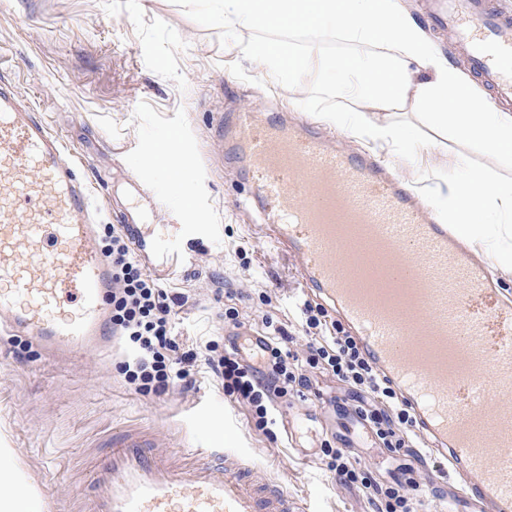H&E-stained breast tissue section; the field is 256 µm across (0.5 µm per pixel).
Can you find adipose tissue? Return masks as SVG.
Listing matches in <instances>:
<instances>
[{"label": "adipose tissue", "mask_w": 512, "mask_h": 512, "mask_svg": "<svg viewBox=\"0 0 512 512\" xmlns=\"http://www.w3.org/2000/svg\"><path fill=\"white\" fill-rule=\"evenodd\" d=\"M188 2L236 33L243 57L286 80L297 105L313 103L308 71L318 63L331 77L326 92L336 99V110L326 113V120L377 150L401 145L418 154L423 168L436 175L419 189L426 204L455 237L486 258L493 278L512 283V178L471 166L463 153H449L446 143L451 137L512 163V109L449 65L402 0ZM292 18L298 21L297 31L307 36L302 44L253 36L259 29L287 28ZM327 35L366 47L367 53L357 59L326 55L321 40ZM408 107L417 109V124L436 132V139L415 140L417 124L398 119ZM490 211L507 216V223H481ZM0 512H43L38 488L9 448H0Z\"/></svg>", "instance_id": "obj_1"}]
</instances>
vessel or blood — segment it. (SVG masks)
<instances>
[{"instance_id":"b4317fda","label":"vessel or blood","mask_w":512,"mask_h":512,"mask_svg":"<svg viewBox=\"0 0 512 512\" xmlns=\"http://www.w3.org/2000/svg\"><path fill=\"white\" fill-rule=\"evenodd\" d=\"M426 20L512 100L511 14L493 0H427ZM231 140L252 165L266 233L294 254L304 285L352 330L446 459L435 474L448 486L441 512H512V305L489 292L485 268L370 158L300 126L258 125L248 108L236 112ZM65 149L0 76V327L69 358L112 343V263ZM180 243L143 232L132 241L163 275ZM90 478L91 512H307L232 451L201 448L173 464L134 431Z\"/></svg>"}]
</instances>
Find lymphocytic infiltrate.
I'll return each mask as SVG.
<instances>
[{
  "instance_id": "lymphocytic-infiltrate-1",
  "label": "lymphocytic infiltrate",
  "mask_w": 512,
  "mask_h": 512,
  "mask_svg": "<svg viewBox=\"0 0 512 512\" xmlns=\"http://www.w3.org/2000/svg\"><path fill=\"white\" fill-rule=\"evenodd\" d=\"M101 241L103 252L112 263V329L123 338L127 350L120 369L136 393L162 396L175 380L188 376V366L195 363L198 353L191 350L180 353V359H173L178 344L171 298L134 252L126 233L107 224ZM303 314L305 344L292 350L271 341L262 373L238 352L219 355L215 343L206 344L208 364L221 378L225 393L247 408L255 428L265 432L274 422L276 403L301 394L307 386L308 372L327 373L361 393L358 416L379 447L392 453L422 456L424 443L414 432L412 416L373 363L364 357L355 338L338 321L328 320L324 308L309 305ZM322 454L340 483L370 491L376 512H417L420 484L413 469H405L402 478L383 482L374 478L368 468L353 462L347 449L327 445Z\"/></svg>"
}]
</instances>
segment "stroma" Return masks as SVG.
<instances>
[{
  "instance_id": "obj_1",
  "label": "stroma",
  "mask_w": 512,
  "mask_h": 512,
  "mask_svg": "<svg viewBox=\"0 0 512 512\" xmlns=\"http://www.w3.org/2000/svg\"><path fill=\"white\" fill-rule=\"evenodd\" d=\"M236 40L185 0H0V69L82 166L99 222L205 225L163 280L187 298L174 307L175 331L187 349L227 344L224 311L231 307L267 315L301 336L304 304L319 302L304 290L295 259L266 239L262 216L247 201L249 166L230 154L217 130L220 117L250 107L258 122L285 116L336 147L365 151L325 121L331 102L296 107L287 82L243 58ZM173 141L187 162L177 179L149 166ZM152 187L167 199L154 212L144 204ZM124 356L118 341L105 358L64 363L23 339L0 336V436L42 491L44 512H79L90 494L88 472L109 453L113 434L128 428L163 453L204 448L212 432H229L231 450L303 497L309 512H373L368 491L339 485L322 460L327 442L374 471L389 467L351 395L332 377L310 373L303 396L279 407L270 437L225 394L205 361L154 397L126 383ZM307 404L316 422L287 438L284 419L300 416Z\"/></svg>"
}]
</instances>
